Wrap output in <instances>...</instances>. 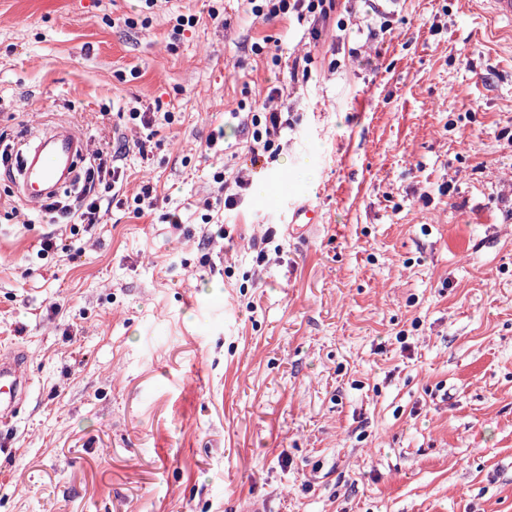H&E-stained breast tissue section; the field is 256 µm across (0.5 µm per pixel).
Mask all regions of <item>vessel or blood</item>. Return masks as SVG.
I'll use <instances>...</instances> for the list:
<instances>
[{"mask_svg": "<svg viewBox=\"0 0 512 512\" xmlns=\"http://www.w3.org/2000/svg\"><path fill=\"white\" fill-rule=\"evenodd\" d=\"M88 144L84 138L63 123L37 129L19 152L16 174L10 175L18 198L28 208H40L46 201L71 187ZM318 221L316 209L308 205L294 207L288 222L303 232ZM28 355L14 349L0 354V424L11 421L21 402L30 393Z\"/></svg>", "mask_w": 512, "mask_h": 512, "instance_id": "obj_1", "label": "vessel or blood"}]
</instances>
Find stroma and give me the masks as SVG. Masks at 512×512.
I'll use <instances>...</instances> for the list:
<instances>
[{
    "instance_id": "1",
    "label": "stroma",
    "mask_w": 512,
    "mask_h": 512,
    "mask_svg": "<svg viewBox=\"0 0 512 512\" xmlns=\"http://www.w3.org/2000/svg\"><path fill=\"white\" fill-rule=\"evenodd\" d=\"M273 87L278 195L225 210L205 142L240 150ZM133 107L178 111L144 159ZM58 122L129 145L123 203L71 235L0 177V351L31 377L0 512H512V27L481 0H340L316 39L243 0H0V141ZM318 222L317 210L310 205L294 207L288 213V224L297 232H304Z\"/></svg>"
}]
</instances>
